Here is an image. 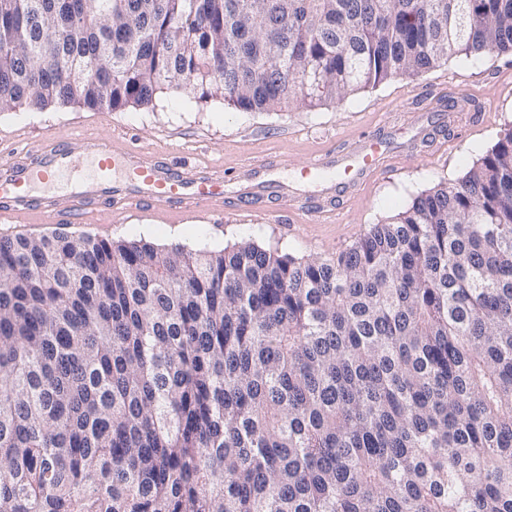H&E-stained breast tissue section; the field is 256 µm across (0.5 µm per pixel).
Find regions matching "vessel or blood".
Returning <instances> with one entry per match:
<instances>
[{
	"mask_svg": "<svg viewBox=\"0 0 512 512\" xmlns=\"http://www.w3.org/2000/svg\"><path fill=\"white\" fill-rule=\"evenodd\" d=\"M389 157L386 142L375 135L355 143L347 152L310 161L300 169L298 178L328 192L340 184L355 187L385 168ZM74 172L80 178L67 196L80 211L91 209L103 196L121 205L146 198L174 203L185 212L212 205L224 196L223 173L174 170L144 153L119 150L107 140H89L47 147L33 166L21 160L1 164L0 222L35 209L54 214L56 196L35 197L33 185L38 180H61Z\"/></svg>",
	"mask_w": 512,
	"mask_h": 512,
	"instance_id": "obj_1",
	"label": "vessel or blood"
}]
</instances>
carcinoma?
Wrapping results in <instances>:
<instances>
[{
    "instance_id": "carcinoma-1",
    "label": "carcinoma",
    "mask_w": 512,
    "mask_h": 512,
    "mask_svg": "<svg viewBox=\"0 0 512 512\" xmlns=\"http://www.w3.org/2000/svg\"><path fill=\"white\" fill-rule=\"evenodd\" d=\"M74 2L0 0V112L512 52V0ZM0 512H512V127L334 258L0 238Z\"/></svg>"
}]
</instances>
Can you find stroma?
Instances as JSON below:
<instances>
[{
  "instance_id": "35a3bbf8",
  "label": "stroma",
  "mask_w": 512,
  "mask_h": 512,
  "mask_svg": "<svg viewBox=\"0 0 512 512\" xmlns=\"http://www.w3.org/2000/svg\"><path fill=\"white\" fill-rule=\"evenodd\" d=\"M426 117L432 120L426 136L396 149L386 169L360 190L340 189L329 200L300 196V204L321 208L315 222L279 208L274 193L258 202L260 208L274 209L271 220L239 212L242 185L232 181L225 185L223 205L199 216L159 204L116 207L115 222L107 225L96 213L74 218L64 200L54 217L34 214L22 224H0V237L67 233L194 250H221L251 240L298 258L336 256L369 225L396 215L421 192L461 179L493 147L512 125V55H453L424 74L397 76L310 109L243 112L220 98L167 89L146 109L74 105L0 112V162L35 160L43 145L56 140L76 144L106 138L118 148L160 153L168 163L196 171L245 172L264 158L272 179L288 186L299 167L345 150L358 131L390 132Z\"/></svg>"
}]
</instances>
